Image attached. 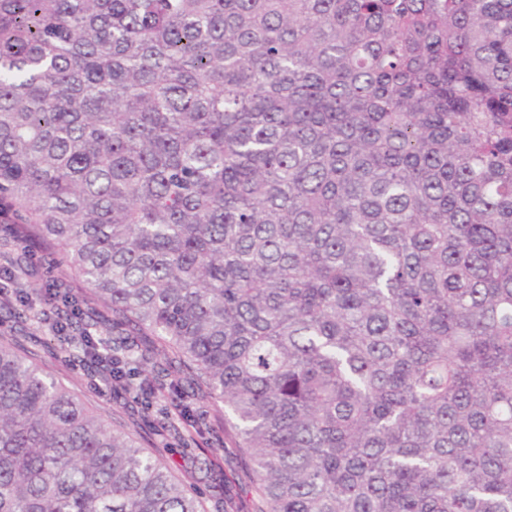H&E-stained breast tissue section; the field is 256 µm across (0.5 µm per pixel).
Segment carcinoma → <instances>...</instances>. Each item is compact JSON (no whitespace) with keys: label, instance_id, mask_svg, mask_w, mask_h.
<instances>
[{"label":"carcinoma","instance_id":"1","mask_svg":"<svg viewBox=\"0 0 512 512\" xmlns=\"http://www.w3.org/2000/svg\"><path fill=\"white\" fill-rule=\"evenodd\" d=\"M0 224L255 512H512V0H0ZM200 507L0 340V512Z\"/></svg>","mask_w":512,"mask_h":512}]
</instances>
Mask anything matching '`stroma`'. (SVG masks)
<instances>
[{
    "label": "stroma",
    "mask_w": 512,
    "mask_h": 512,
    "mask_svg": "<svg viewBox=\"0 0 512 512\" xmlns=\"http://www.w3.org/2000/svg\"><path fill=\"white\" fill-rule=\"evenodd\" d=\"M56 277L43 258L32 262L30 273L20 276L16 285L18 294L29 298L32 307L26 310V320L21 324L14 311L0 309V336L12 338L19 350L34 353L45 372L122 426L144 448L159 454L177 478L200 491L202 512H254L255 495L248 490L245 466L234 439L224 428L222 403L193 402V409L205 415L206 429L188 439L184 436L187 425L176 415L179 400L170 388L157 390L153 409L146 412L132 394L101 383L89 366L62 362L60 339L40 321V295ZM199 451L208 454L209 466L198 468L192 464L191 454Z\"/></svg>",
    "instance_id": "35a3bbf8"
}]
</instances>
